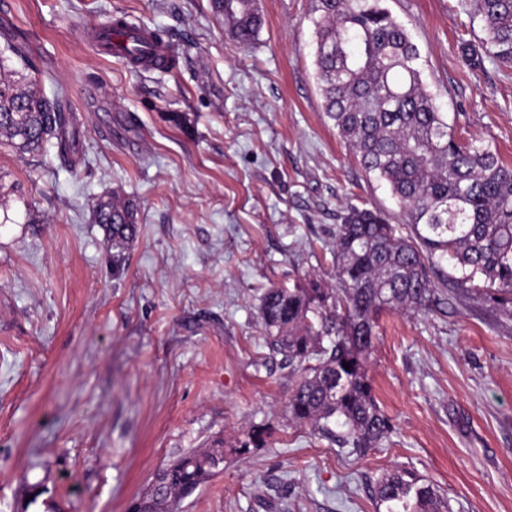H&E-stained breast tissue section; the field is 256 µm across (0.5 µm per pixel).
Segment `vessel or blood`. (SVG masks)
I'll return each instance as SVG.
<instances>
[{
  "label": "vessel or blood",
  "mask_w": 512,
  "mask_h": 512,
  "mask_svg": "<svg viewBox=\"0 0 512 512\" xmlns=\"http://www.w3.org/2000/svg\"><path fill=\"white\" fill-rule=\"evenodd\" d=\"M93 47L100 54L125 62L137 61L139 69H151L155 62L169 60L170 45L149 41L144 29L128 26L124 35H113L108 25L98 26L91 35Z\"/></svg>",
  "instance_id": "obj_1"
}]
</instances>
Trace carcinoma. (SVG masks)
<instances>
[{"instance_id":"1","label":"carcinoma","mask_w":512,"mask_h":512,"mask_svg":"<svg viewBox=\"0 0 512 512\" xmlns=\"http://www.w3.org/2000/svg\"><path fill=\"white\" fill-rule=\"evenodd\" d=\"M212 9L241 43L263 25L258 0H212ZM477 16L484 37L465 47L469 65L489 56L512 66V0H477ZM311 23L325 114L364 172L389 185L406 222L350 207L336 228L338 286H272L260 297V312L269 350L298 373L289 419L363 454L392 433L365 367L379 314L425 309L435 298L433 277H448L446 264L460 273L458 287L481 281L493 303L512 304V167L491 144L460 141L422 80L417 45L384 0H312ZM13 55L25 57L22 44L8 42L0 53V143L31 153L49 146L66 158L74 113L62 95L47 96L38 78L16 71ZM93 218L106 231L113 267L121 269L136 237L137 209L114 192L98 198ZM263 435L249 430L235 452L262 447ZM222 469L221 440L183 453L157 470L137 507L176 512ZM374 493L386 512L448 508L408 468L377 478Z\"/></svg>"}]
</instances>
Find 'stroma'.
Returning a JSON list of instances; mask_svg holds the SVG:
<instances>
[{
  "label": "stroma",
  "instance_id": "1",
  "mask_svg": "<svg viewBox=\"0 0 512 512\" xmlns=\"http://www.w3.org/2000/svg\"><path fill=\"white\" fill-rule=\"evenodd\" d=\"M465 141L512 165V68L485 58L475 0H385ZM244 44L211 0H0L77 117L73 168L0 145V512H129L155 471L212 440L224 470L179 512H384L374 481L411 468L449 512H512V307L439 285L379 319L366 363L389 439L357 455L288 417L298 374L269 351L266 288L336 284L347 206L404 220L323 111L310 0H260ZM162 31L177 58L141 71L99 54L94 26ZM118 189L138 233L121 274L92 208ZM254 427L263 447L234 453Z\"/></svg>",
  "mask_w": 512,
  "mask_h": 512
}]
</instances>
